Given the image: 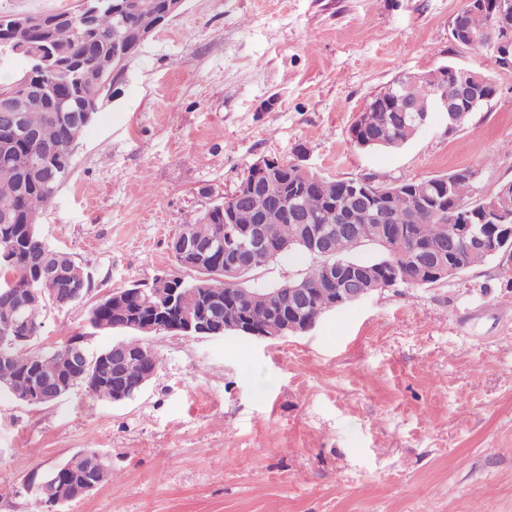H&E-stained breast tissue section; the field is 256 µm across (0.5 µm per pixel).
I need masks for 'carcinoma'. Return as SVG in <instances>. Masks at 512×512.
<instances>
[{
  "label": "carcinoma",
  "instance_id": "obj_1",
  "mask_svg": "<svg viewBox=\"0 0 512 512\" xmlns=\"http://www.w3.org/2000/svg\"><path fill=\"white\" fill-rule=\"evenodd\" d=\"M165 0H109L96 23L90 27L73 12L45 14L43 24L23 29L0 25V41L23 42L30 48L53 57L54 67L34 69L27 59L13 55L10 61H0V67L19 68V78L0 87L5 94L19 87L20 80L48 89L41 103L23 113L28 135H13L0 117V207L9 208L6 221L0 222V249L12 257L11 262H0V323L20 314V332L38 337L43 328V310L55 302L53 291L61 283L44 278V271L58 268L65 278L85 281L90 279L85 270L70 254L46 243L37 231L40 213L48 208L65 182L63 175L71 174L74 154L67 150L68 141L76 132L75 113L60 111V101L72 99L76 108L99 110L111 92L118 71L113 61L117 49L129 56L139 50L138 35L159 28ZM397 113L390 111L383 98L359 113L349 129L353 143L366 150L399 147L416 135L409 119L394 121ZM273 168L255 177L250 173L241 177L238 187L242 198L216 203L204 211L192 214L182 230L191 238L207 241L222 233L232 242L230 232L252 224L266 227L272 250L254 261L258 269L277 259L290 249L310 253L307 236L301 225L289 221V209L297 203L306 211L312 224H345L349 230L334 232L330 240L331 258L336 271H353L362 286L373 294L387 287L394 272L400 281L395 287L433 286L448 280L456 273L472 269L486 261L481 255L470 253L459 238L452 236L457 224H487L488 215L495 211L512 213V190H500L489 198L474 200L469 196L476 181V171L462 168L426 180H406L397 185L376 186L380 194L363 201L356 197L363 187L362 180H331L320 174L305 176L284 161L272 159ZM276 194L280 207L267 206L263 194ZM365 246L379 248L380 255L364 261L352 254ZM211 270L198 273L190 281L174 276L160 285L152 281L135 285L115 294L101 297L88 311L93 328L107 331L126 327L127 321H144L152 317L154 300L151 289L163 286L177 288L189 306H199L203 295L215 299L206 312L226 327L236 325L245 316L257 322L272 317V306L283 313L294 310L288 294V284L272 290H258L245 285L242 275L235 286L219 280L224 266V254L212 255ZM327 260L311 256V264L301 280L318 288L326 278ZM441 275L429 276L433 267ZM22 284L9 297L3 296L7 280ZM37 294H28V288ZM329 311V299L316 292L299 313L304 318H315ZM126 347L135 357L105 378L109 364L103 357L111 352L106 348L87 355L84 386L98 399L112 400V392L124 389L137 394L144 374L157 369L160 359L147 351L145 343L134 341ZM13 359L0 360V390L5 389L19 398L35 389L40 380L51 376L63 366L70 365L71 351L62 344L49 353L25 350L19 343L11 349ZM97 475L80 454L64 462V468H54L47 477L54 479L55 495L70 502L82 497L86 480Z\"/></svg>",
  "mask_w": 512,
  "mask_h": 512
}]
</instances>
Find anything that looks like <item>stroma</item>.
Returning a JSON list of instances; mask_svg holds the SVG:
<instances>
[{
	"label": "stroma",
	"mask_w": 512,
	"mask_h": 512,
	"mask_svg": "<svg viewBox=\"0 0 512 512\" xmlns=\"http://www.w3.org/2000/svg\"><path fill=\"white\" fill-rule=\"evenodd\" d=\"M464 4L185 0L127 61L39 219L91 288L47 308L34 350L134 338L89 327V307L168 272L194 278L170 238L258 158L302 152L327 178L381 185L468 167L476 199L512 180V69L452 41ZM443 65L488 76L495 96L456 130L437 112L401 148L354 145L374 94ZM310 263L287 251L248 284ZM146 342L160 365L132 399L0 395V512H29L32 476L89 450L113 477L64 512H512V288L497 261L374 294L305 334Z\"/></svg>",
	"instance_id": "35a3bbf8"
}]
</instances>
